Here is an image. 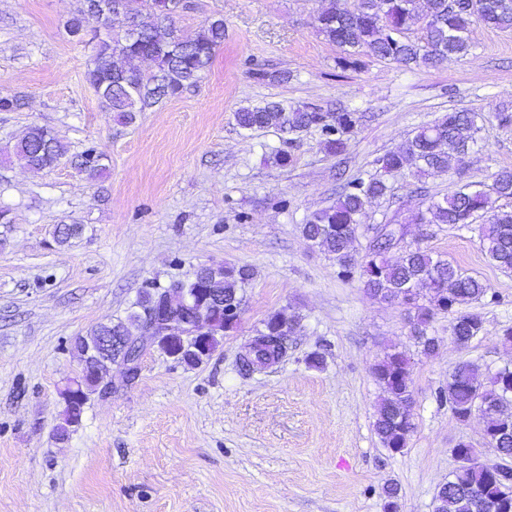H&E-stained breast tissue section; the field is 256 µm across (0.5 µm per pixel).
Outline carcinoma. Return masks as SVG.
<instances>
[{
  "mask_svg": "<svg viewBox=\"0 0 512 512\" xmlns=\"http://www.w3.org/2000/svg\"><path fill=\"white\" fill-rule=\"evenodd\" d=\"M119 6L140 39L133 43L99 40L85 81L113 119L131 124L136 113L162 98L181 94L210 70L224 44V20L212 19L199 31L185 34L174 23L180 0H119ZM317 22L319 32L344 51L348 64L354 65L357 56L367 55L403 66L430 68L450 56L468 55L469 34L476 23L511 30L512 0H362L356 13L342 8L341 0H330ZM142 59L153 61L156 71L144 73L136 65ZM235 120L244 130L274 127L287 135L314 126L321 130L323 149L340 155L360 117L346 109L330 112L271 101L238 108ZM481 120L476 112L444 114L403 146L377 157L374 164L378 174L346 181L335 202L313 212L302 224L303 236L333 257L338 277L350 280L357 275L372 297L397 303L413 313L410 335L426 355L437 347L436 338L428 334L436 310L452 315L453 335L458 341L467 344L483 334V319L471 306L488 294L490 286L465 274L455 261L408 243L407 225L472 226L490 263L512 273V210L499 209L492 200L494 196L512 198V170L498 172L488 189L476 183L463 184L439 199H429L402 222L394 219L372 228L373 235L361 254L353 248L355 233L367 206L389 191L386 177L408 169L422 179L454 169L464 152L476 144ZM13 152L35 170L53 168L67 156L60 137L38 125L28 128ZM103 160L92 146L78 156L74 166L96 175L106 170ZM478 218L483 222L476 223ZM393 250L400 251L394 262L387 258ZM252 276L246 266L200 265L182 281L183 294L205 299L201 315L211 321L207 354L217 347L218 333L236 327L238 320L226 311L241 308L242 292ZM179 299L178 294L164 298L161 288L142 293L132 304L127 322L100 324L87 336L77 338L78 357H84L87 342L109 333L121 336L133 328L147 327L161 304ZM297 325L295 319L282 313L269 317L258 335L270 340L254 355L243 358L242 367L254 371L279 362L287 353L286 336ZM107 373L104 367L88 371L78 382L80 396L64 398V424L58 427L59 435L79 423L88 394L101 385ZM410 376L411 358L397 349L386 353L374 368L382 392L374 431L384 447L397 452L407 447L414 428ZM479 399L489 404L484 413V434L494 439L503 454L485 465L454 470L436 492L434 512H512V466L508 465L512 459V368L505 367L483 379L477 366L459 363L449 373L448 386L437 394V401L448 404L458 420L466 417Z\"/></svg>",
  "mask_w": 512,
  "mask_h": 512,
  "instance_id": "carcinoma-1",
  "label": "carcinoma"
}]
</instances>
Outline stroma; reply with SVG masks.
<instances>
[{"label": "stroma", "instance_id": "stroma-1", "mask_svg": "<svg viewBox=\"0 0 512 512\" xmlns=\"http://www.w3.org/2000/svg\"><path fill=\"white\" fill-rule=\"evenodd\" d=\"M329 0H182L174 18L193 32L224 21V44L204 78L119 125L84 80L94 46L68 35L84 0H0V512H433L434 496L462 441L491 454L484 420L457 421L436 399L461 361L483 374L512 367V274L491 265L476 233L412 224L407 240L452 258L491 294L474 303L484 333L458 345L450 314L423 355L406 309L373 299L362 279L338 278L335 262L301 226L348 179L451 109L487 115L476 145L454 170L415 181L391 176V196L372 202L367 224L404 219L452 183L492 184L512 169V30L474 24L466 57L404 67L341 48L317 29ZM282 101L361 116L345 153L327 154L321 132L295 138L240 130L242 106ZM51 128L71 154L95 147L107 171L70 164L34 172L8 152L27 127ZM291 155L290 165L272 160ZM78 236L58 243L57 225ZM247 266L235 329L188 365L145 337L139 374L112 370V392L91 394L79 425L58 439L63 390L78 375L76 337L125 319L139 291L188 277L201 264ZM299 325L288 355L242 370L247 344L273 314ZM412 358L414 429L402 451L373 430L380 388L373 368L391 348ZM320 356L311 366V356Z\"/></svg>", "mask_w": 512, "mask_h": 512}]
</instances>
